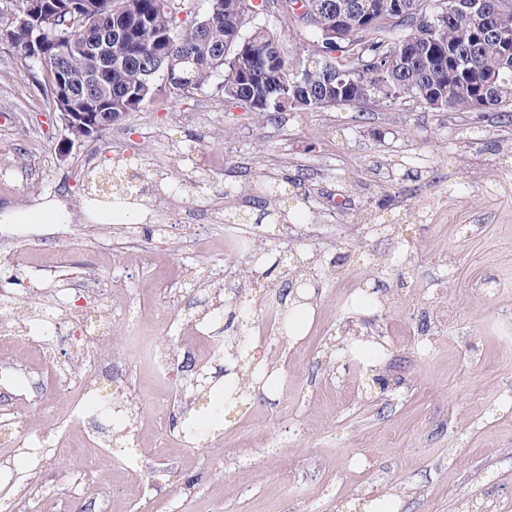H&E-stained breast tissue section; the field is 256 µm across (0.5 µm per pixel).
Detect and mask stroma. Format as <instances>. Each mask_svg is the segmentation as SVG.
Returning a JSON list of instances; mask_svg holds the SVG:
<instances>
[{
	"instance_id": "stroma-1",
	"label": "stroma",
	"mask_w": 512,
	"mask_h": 512,
	"mask_svg": "<svg viewBox=\"0 0 512 512\" xmlns=\"http://www.w3.org/2000/svg\"><path fill=\"white\" fill-rule=\"evenodd\" d=\"M41 78L0 43V167L15 170L0 209L56 198L81 224L89 204L132 200L148 223L166 224L169 250L155 255L142 230L127 254L116 226L79 247L20 241L0 275V324L14 330L19 364L53 370L81 336V295L70 294L57 334L38 317L44 296L32 281L59 256L74 280L91 274L111 290L106 350L122 379L78 375L45 392L13 373L0 496H18L33 473L18 512H55L61 499L80 512L71 488L88 473L110 512H359V502L388 495L400 512H512V191L494 188L512 124L410 100L287 111L269 124L213 90L178 97L161 85L152 103L64 156ZM187 148L221 159V171L175 161ZM130 183L133 196L119 194ZM273 183L294 196L277 224L259 203L260 186ZM229 223L254 248L308 257L316 315L301 342L263 336L278 389L266 395L247 381L243 400L196 445L175 425L193 374L181 367L179 336L159 335L158 320L194 321L219 297L224 316L212 332L238 336L236 298L259 316L285 297V266L255 278L250 255L221 251ZM396 242L407 257L399 266ZM212 265L224 268L218 291L200 276ZM178 276L184 289H165ZM362 337L383 345L375 366L349 349ZM154 341L179 365L172 385L148 364ZM76 399L104 428L103 453L83 447L78 430L58 446ZM34 434L51 443L36 465L23 451Z\"/></svg>"
}]
</instances>
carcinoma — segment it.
<instances>
[{
  "label": "carcinoma",
  "mask_w": 512,
  "mask_h": 512,
  "mask_svg": "<svg viewBox=\"0 0 512 512\" xmlns=\"http://www.w3.org/2000/svg\"><path fill=\"white\" fill-rule=\"evenodd\" d=\"M207 13L181 21L178 0H6L0 16L12 29L22 17L26 31L10 43L18 58L40 69L49 104L53 80L66 72L79 81L78 94L89 112H110L117 123L151 102L155 82L165 80L172 94L188 85L212 86L257 117L275 123L286 110L322 108L336 69L348 72L376 56L393 58L384 79L350 81L340 105L363 108L370 99L395 103L389 89L431 109L448 112L504 113L512 123V80L488 82L491 75H512V53L493 43L481 17L458 10L434 34L413 27L412 11L426 0H315V20L303 28L299 54L282 52L277 32L252 15L249 0H208ZM341 6L353 16L363 7L373 11L374 24L353 28L350 48L327 35ZM112 20L113 34L99 54L85 49V31L99 19ZM241 390L235 380L212 393L206 405L182 415V436L193 444L206 441L211 426L224 419Z\"/></svg>",
  "instance_id": "cac0c4a2"
}]
</instances>
